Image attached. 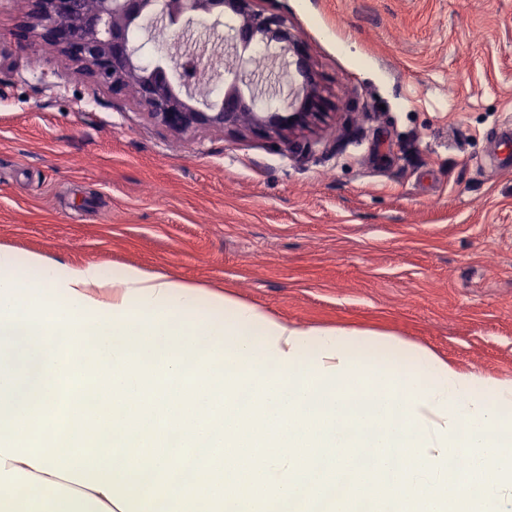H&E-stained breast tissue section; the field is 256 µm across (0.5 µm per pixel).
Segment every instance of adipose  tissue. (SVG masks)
Wrapping results in <instances>:
<instances>
[{"label": "adipose tissue", "instance_id": "obj_1", "mask_svg": "<svg viewBox=\"0 0 512 512\" xmlns=\"http://www.w3.org/2000/svg\"><path fill=\"white\" fill-rule=\"evenodd\" d=\"M0 512H512V380L0 250Z\"/></svg>", "mask_w": 512, "mask_h": 512}]
</instances>
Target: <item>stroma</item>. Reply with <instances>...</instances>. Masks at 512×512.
Returning a JSON list of instances; mask_svg holds the SVG:
<instances>
[{"label": "stroma", "mask_w": 512, "mask_h": 512, "mask_svg": "<svg viewBox=\"0 0 512 512\" xmlns=\"http://www.w3.org/2000/svg\"><path fill=\"white\" fill-rule=\"evenodd\" d=\"M323 115L298 160L249 130L177 136L0 0V249L127 265L300 326L371 330L512 380V0H269Z\"/></svg>", "instance_id": "1"}]
</instances>
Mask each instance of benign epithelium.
<instances>
[{
    "mask_svg": "<svg viewBox=\"0 0 512 512\" xmlns=\"http://www.w3.org/2000/svg\"><path fill=\"white\" fill-rule=\"evenodd\" d=\"M262 0H25L22 20L11 36L20 47L38 42L69 62L91 84L126 96L157 128L196 134L245 128L267 139H285L310 126L323 103L306 46L288 17L260 6ZM147 18L184 29L193 21L224 23L234 31L233 50L263 47L300 78L288 86L289 111L260 106L259 97L281 88L230 69L218 106L206 85L190 76L189 65L159 61L139 64L142 46L132 29ZM252 86L247 95L241 84Z\"/></svg>",
    "mask_w": 512,
    "mask_h": 512,
    "instance_id": "benign-epithelium-1",
    "label": "benign epithelium"
}]
</instances>
